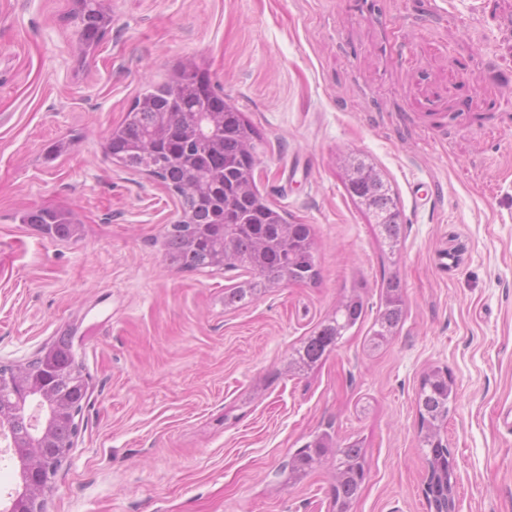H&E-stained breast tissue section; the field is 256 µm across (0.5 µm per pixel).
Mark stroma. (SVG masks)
I'll use <instances>...</instances> for the list:
<instances>
[{"label": "stroma", "instance_id": "1", "mask_svg": "<svg viewBox=\"0 0 512 512\" xmlns=\"http://www.w3.org/2000/svg\"><path fill=\"white\" fill-rule=\"evenodd\" d=\"M104 3L84 56L74 0H0V364L69 334L89 384L45 512H336L332 455L288 478L324 431L365 450L349 512H429L418 395L436 370L459 512H512V0ZM190 63L261 134L257 188L311 225L317 283L225 308L247 271L169 266L176 195L106 158L136 97ZM350 153L398 197L397 253L344 189ZM43 208L81 236L14 220ZM393 272L406 318L374 350ZM355 281L364 322L291 370Z\"/></svg>", "mask_w": 512, "mask_h": 512}]
</instances>
